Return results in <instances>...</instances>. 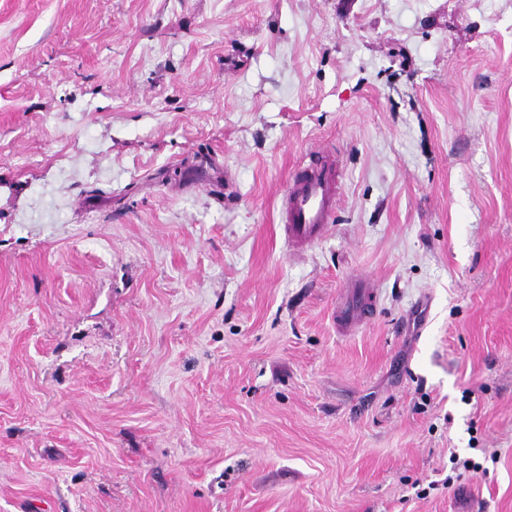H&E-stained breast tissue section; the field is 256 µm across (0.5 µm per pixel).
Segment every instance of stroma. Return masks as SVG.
<instances>
[{"mask_svg":"<svg viewBox=\"0 0 512 512\" xmlns=\"http://www.w3.org/2000/svg\"><path fill=\"white\" fill-rule=\"evenodd\" d=\"M0 512H512V0H0ZM338 174L332 163L298 170L280 206L288 242L310 247L322 236L336 209ZM375 306L374 288L367 281L361 280L339 295L336 303V318L345 327L354 328L372 312Z\"/></svg>","mask_w":512,"mask_h":512,"instance_id":"obj_1","label":"stroma"}]
</instances>
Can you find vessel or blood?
Instances as JSON below:
<instances>
[{"label":"vessel or blood","instance_id":"obj_1","mask_svg":"<svg viewBox=\"0 0 512 512\" xmlns=\"http://www.w3.org/2000/svg\"><path fill=\"white\" fill-rule=\"evenodd\" d=\"M338 174L332 164L298 170L280 206L284 233L290 244L306 248L322 236L336 209ZM376 306L367 281L348 288L336 303V318L345 327L358 325Z\"/></svg>","mask_w":512,"mask_h":512}]
</instances>
